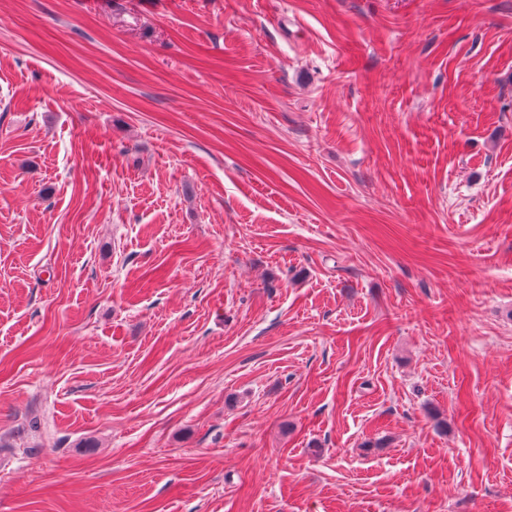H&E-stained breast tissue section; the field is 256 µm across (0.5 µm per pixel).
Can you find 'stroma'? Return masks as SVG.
I'll list each match as a JSON object with an SVG mask.
<instances>
[{
  "label": "stroma",
  "instance_id": "stroma-1",
  "mask_svg": "<svg viewBox=\"0 0 512 512\" xmlns=\"http://www.w3.org/2000/svg\"><path fill=\"white\" fill-rule=\"evenodd\" d=\"M0 512H512V0H0Z\"/></svg>",
  "mask_w": 512,
  "mask_h": 512
}]
</instances>
